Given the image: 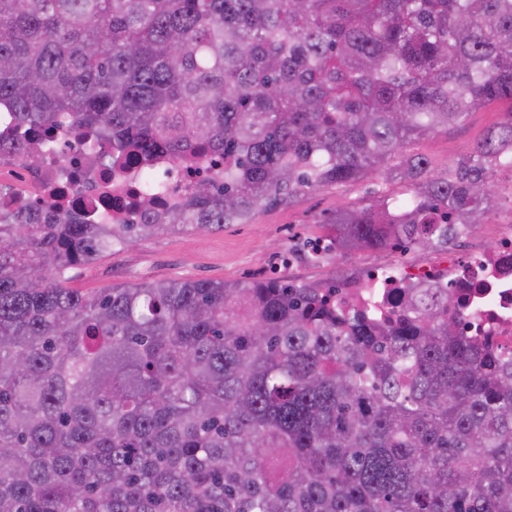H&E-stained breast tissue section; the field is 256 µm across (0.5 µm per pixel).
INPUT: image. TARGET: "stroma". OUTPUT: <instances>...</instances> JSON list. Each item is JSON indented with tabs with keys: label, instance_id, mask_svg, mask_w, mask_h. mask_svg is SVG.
<instances>
[{
	"label": "stroma",
	"instance_id": "35a3bbf8",
	"mask_svg": "<svg viewBox=\"0 0 512 512\" xmlns=\"http://www.w3.org/2000/svg\"><path fill=\"white\" fill-rule=\"evenodd\" d=\"M503 117L498 105L487 106L448 131L410 143L407 150L428 160L429 173H448ZM402 191V185L371 177L305 190L260 209L247 224H228L213 231L165 230L135 245L114 247L91 263L74 266L70 285L96 293L142 281L268 278L325 289L364 276L369 267L396 261L407 267H437L446 261L447 252L386 248L335 251L320 260L313 256L325 240L324 225L337 208L364 205L382 194Z\"/></svg>",
	"mask_w": 512,
	"mask_h": 512
}]
</instances>
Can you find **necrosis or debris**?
Masks as SVG:
<instances>
[{
    "mask_svg": "<svg viewBox=\"0 0 512 512\" xmlns=\"http://www.w3.org/2000/svg\"><path fill=\"white\" fill-rule=\"evenodd\" d=\"M41 139L18 130L7 104H0V213H9L39 201L63 208H79L84 221L103 224L121 216L143 224L157 209L183 204L195 183L222 170L224 159L208 156L190 166H172L162 160L116 167L112 151L102 148L100 160L88 165L80 147L64 155L47 154L44 164L31 166L28 154L41 149ZM495 243L466 257H450L445 274L455 305L460 335L488 344L490 351L512 355V208L499 214L492 228ZM412 273L395 264L372 270L364 280L337 288L330 301L337 308L373 317L389 316L393 289Z\"/></svg>",
    "mask_w": 512,
    "mask_h": 512,
    "instance_id": "4bbe7bcc",
    "label": "necrosis or debris"
}]
</instances>
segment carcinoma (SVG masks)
Returning <instances> with one entry per match:
<instances>
[{
  "label": "carcinoma",
  "mask_w": 512,
  "mask_h": 512,
  "mask_svg": "<svg viewBox=\"0 0 512 512\" xmlns=\"http://www.w3.org/2000/svg\"><path fill=\"white\" fill-rule=\"evenodd\" d=\"M0 101L114 162L224 155L148 224L0 217V512H512V360L457 335L441 279L394 322L276 279L66 286L374 176L413 195L336 209L328 249L448 250L512 152V0H0ZM490 104L450 172L404 154Z\"/></svg>",
  "instance_id": "obj_1"
}]
</instances>
